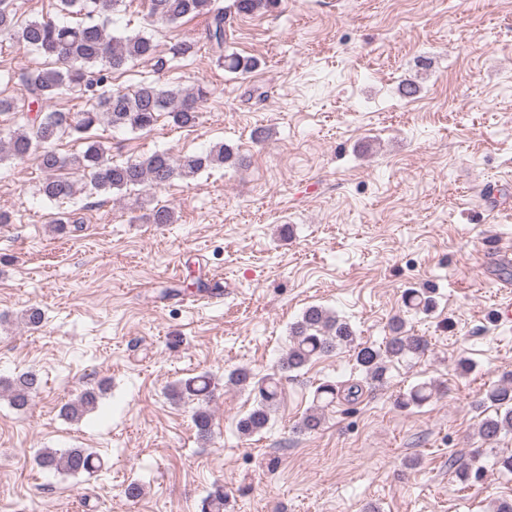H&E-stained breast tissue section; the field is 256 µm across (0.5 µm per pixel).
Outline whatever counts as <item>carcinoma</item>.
I'll return each instance as SVG.
<instances>
[{
	"label": "carcinoma",
	"instance_id": "carcinoma-1",
	"mask_svg": "<svg viewBox=\"0 0 512 512\" xmlns=\"http://www.w3.org/2000/svg\"><path fill=\"white\" fill-rule=\"evenodd\" d=\"M58 2L60 11L79 14L83 19L75 23L23 19L18 16L15 0H0V38L32 50L51 62L49 67L24 68L9 76L28 104L37 106L38 110L31 118L17 106V98L0 97V114L11 112L22 119V124L8 133L7 140L0 139V162L36 156L45 175L39 192L58 204L71 201L77 193L76 184L65 174L67 169L89 174L93 193L110 194L136 186L161 187L175 179L193 178L208 169L243 163L240 156L222 143L203 153L174 157L167 151H157L120 164L109 158L110 149L97 140L86 142V147L78 153L60 154L54 147L58 140L85 134L101 123L133 132L149 131L160 116L165 115L177 125L189 126L198 118L199 105L207 99L209 91L204 86L170 89L156 81L144 82L132 91L112 90V74L129 64L154 59L156 70L160 72L168 61L157 55L153 38L139 33L115 37L107 32L105 24L96 21V16L115 8L121 0ZM144 4L151 21L157 23L174 24L187 16L205 18L206 40L210 49L218 53V60L225 69L245 75L257 67V59L251 56L224 54L226 14L214 6V0H144ZM277 4L278 0H234L237 13L243 15L269 12ZM62 96L84 100L85 108L72 113L43 111V106ZM147 219L152 224H171L174 211L165 205L156 206L149 211ZM404 305L427 312L432 308V300L427 292L412 289L405 293ZM405 327L402 316L393 317L392 336L381 349L357 342L351 325L331 311L322 306H310L289 329L290 345L279 371L299 372L313 360L349 347L354 349L356 363L366 382L380 385L387 372V360L417 356L427 347L423 339L407 335ZM228 382L255 394V406L237 421L238 431L245 436L261 432L280 401L277 374L260 375L241 368L230 373ZM39 387L38 376L30 371L0 381V391L7 394L18 410L30 405L32 393ZM212 387L209 376L199 375L180 382L171 390L172 396L180 400L196 402L192 421L202 439L212 434V415L208 408ZM438 392L439 384L434 381L419 383L398 398L397 406H421ZM337 397L336 384H320L315 391L316 404L300 418L295 429L304 433L319 430L326 409ZM96 400L95 392L85 391L69 402L64 411L70 419L78 420ZM476 404L488 411L478 427L482 443L492 444L512 433V376L480 392ZM478 460L476 455L467 462L454 463L456 478L464 484L478 481L483 472ZM37 463L45 470L66 474H90L101 468L100 458L83 448H43L37 454ZM226 504L224 486L217 485L204 500L202 512H224Z\"/></svg>",
	"mask_w": 512,
	"mask_h": 512
}]
</instances>
